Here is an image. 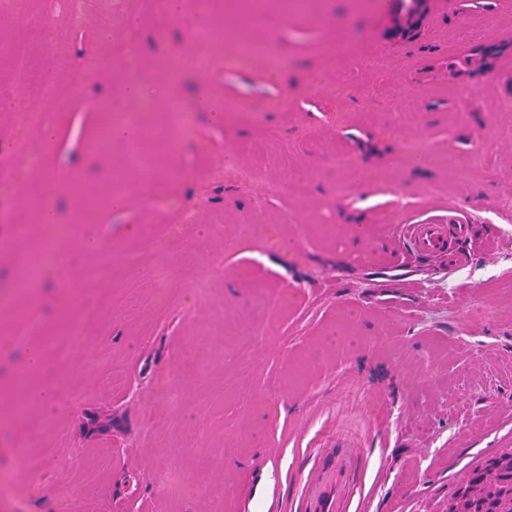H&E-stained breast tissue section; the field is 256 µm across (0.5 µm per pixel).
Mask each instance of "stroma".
<instances>
[{"label": "stroma", "mask_w": 512, "mask_h": 512, "mask_svg": "<svg viewBox=\"0 0 512 512\" xmlns=\"http://www.w3.org/2000/svg\"><path fill=\"white\" fill-rule=\"evenodd\" d=\"M30 2L27 19L0 13V337L13 340L0 351V512H238L270 458L274 512H302L303 485L352 448L371 512H448L474 470L512 451V0H427L409 31L406 0H272L276 21L255 25L242 0H220L205 69L189 9ZM242 33L271 57L240 60ZM131 46L157 106L139 139L147 182L120 167L127 143L98 138L113 101L139 109L124 96ZM16 52L73 97L54 141L17 122L16 101L49 104L30 98ZM90 63L72 93L66 72ZM172 84L211 109L171 149L151 135L170 121ZM409 138L437 164L400 163ZM339 154L354 165L336 173ZM42 197L75 259L18 296L50 234ZM443 220L475 229L462 264H395L398 225ZM88 283L104 299L91 323ZM77 327L58 365L49 346ZM35 345L42 367L17 391ZM56 371L73 386L49 406L38 395ZM28 454L44 467L25 469Z\"/></svg>", "instance_id": "1"}]
</instances>
